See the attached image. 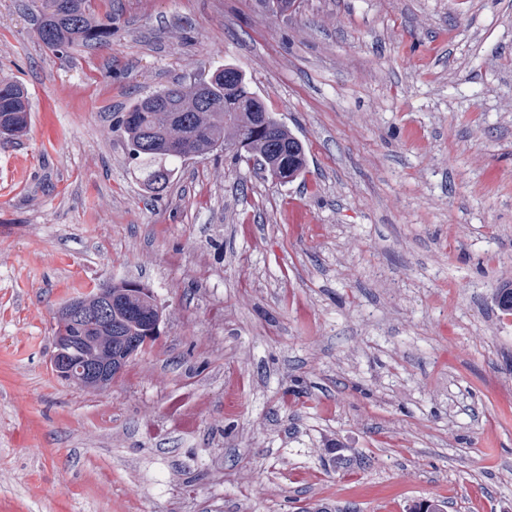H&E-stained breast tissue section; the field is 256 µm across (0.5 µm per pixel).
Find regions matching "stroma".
Segmentation results:
<instances>
[{
  "instance_id": "obj_1",
  "label": "stroma",
  "mask_w": 512,
  "mask_h": 512,
  "mask_svg": "<svg viewBox=\"0 0 512 512\" xmlns=\"http://www.w3.org/2000/svg\"><path fill=\"white\" fill-rule=\"evenodd\" d=\"M0 0V512H512V0H110L68 58ZM230 63L307 148L144 190L112 126ZM316 231L296 232L288 196ZM139 281L159 335L61 382L54 313ZM31 112V104L22 84L1 79L0 148L16 144L27 134Z\"/></svg>"
}]
</instances>
